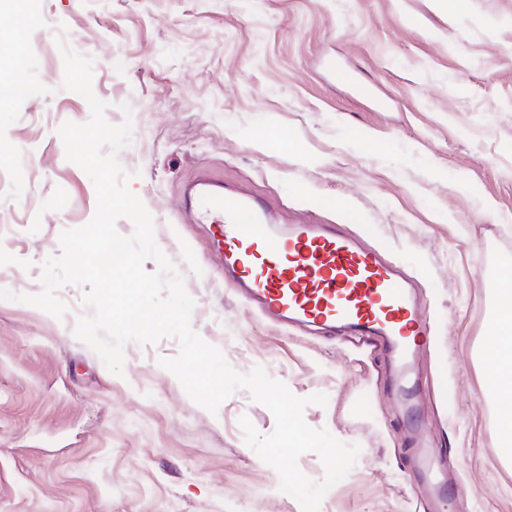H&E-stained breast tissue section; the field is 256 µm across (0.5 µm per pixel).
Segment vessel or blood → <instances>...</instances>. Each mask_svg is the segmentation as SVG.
Returning <instances> with one entry per match:
<instances>
[{"label": "vessel or blood", "instance_id": "vessel-or-blood-1", "mask_svg": "<svg viewBox=\"0 0 512 512\" xmlns=\"http://www.w3.org/2000/svg\"><path fill=\"white\" fill-rule=\"evenodd\" d=\"M184 207L195 223L212 227L225 273L265 318L376 339L392 351L397 386L407 389L429 326L412 303L409 279L380 251L334 226L281 228L259 202L227 195L207 177L191 185Z\"/></svg>", "mask_w": 512, "mask_h": 512}]
</instances>
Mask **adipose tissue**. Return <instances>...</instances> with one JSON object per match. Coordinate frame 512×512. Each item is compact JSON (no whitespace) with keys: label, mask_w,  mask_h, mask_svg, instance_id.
<instances>
[{"label":"adipose tissue","mask_w":512,"mask_h":512,"mask_svg":"<svg viewBox=\"0 0 512 512\" xmlns=\"http://www.w3.org/2000/svg\"><path fill=\"white\" fill-rule=\"evenodd\" d=\"M484 354L490 361L487 382L498 408L496 453L512 460V271L504 270L496 284V312Z\"/></svg>","instance_id":"adipose-tissue-1"}]
</instances>
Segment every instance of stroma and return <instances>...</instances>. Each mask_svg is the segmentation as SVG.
I'll use <instances>...</instances> for the list:
<instances>
[{"label":"stroma","mask_w":512,"mask_h":512,"mask_svg":"<svg viewBox=\"0 0 512 512\" xmlns=\"http://www.w3.org/2000/svg\"><path fill=\"white\" fill-rule=\"evenodd\" d=\"M61 39L92 58L106 119L133 123L118 158L192 328L238 373L325 395L305 423L359 446L319 512H430L411 426L458 474L449 502L512 512L483 355L512 263V0H34L21 24L0 5V66L30 85L0 99V288L17 295L41 291L61 232L96 209L58 134L90 118L62 87ZM202 173L278 223L338 225L403 265L431 323L420 406L399 410L381 350L282 329L243 301L182 208ZM83 294L59 289L60 319L0 301V512H302L245 442L240 417L274 430L265 406L243 388L217 412L196 404L159 364L173 338L127 344L113 374L75 336Z\"/></svg>","instance_id":"stroma-1"}]
</instances>
